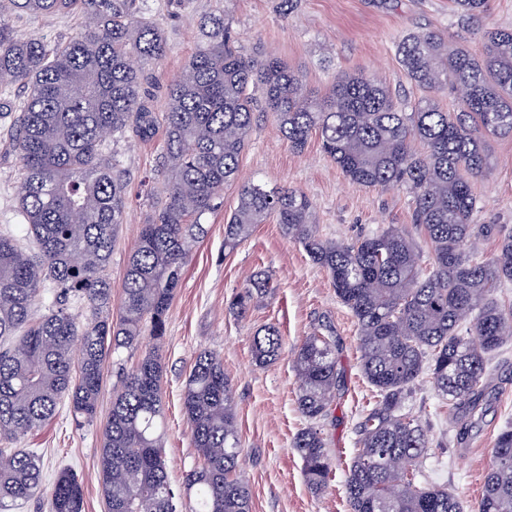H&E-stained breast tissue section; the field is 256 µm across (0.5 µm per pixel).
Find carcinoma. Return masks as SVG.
Segmentation results:
<instances>
[{
    "mask_svg": "<svg viewBox=\"0 0 512 512\" xmlns=\"http://www.w3.org/2000/svg\"><path fill=\"white\" fill-rule=\"evenodd\" d=\"M469 21L489 0H452ZM74 13L80 33L53 44L21 38L16 14ZM196 50L167 89V111L154 112L146 91L149 66L166 53L160 27L137 0H0V89L24 98L11 128L22 161L18 212L29 255L14 235L0 233V512L41 491L40 457L16 444L56 413L67 397L78 424L96 418L102 370L137 346L155 341L135 367L120 374L101 448L107 512H175L176 493L163 457V365L166 315L182 270L207 233L212 212L238 172L256 113L274 117L294 150L320 136L325 154L358 186H398L413 199L412 223L432 246L422 260L413 240L392 226L355 242L319 234L315 207L295 189L247 183L224 224V250L236 249L257 224L274 218L289 240L325 269L357 321L360 369L376 405L357 424L359 445L345 480L351 512H463L458 497L418 480L429 442L406 405L424 379L448 413L467 421L466 442L486 407L489 363L512 341V300L498 298L512 282V235L475 224L473 183L490 164L488 140L512 137V27L484 32V49L435 31L408 35L400 64L422 96L404 112L378 77L342 73L328 91L308 89L302 72L266 54L237 47L224 13L200 17ZM467 91L449 111L437 95ZM163 131L161 205L143 226L129 258L117 318L109 307L107 269L127 203L117 151L131 132L149 141ZM496 237V252L478 243ZM272 290L259 275L236 295L245 313ZM42 300L47 314L36 319ZM91 318L78 322L75 308ZM283 341L269 325L252 338L261 365L273 363ZM298 408L308 426L295 436L306 484L324 490L331 459L318 422L340 386L335 341L316 332L297 348ZM198 461L183 493L195 512H250L251 494L237 474L240 439L231 381L216 352L197 354L182 394ZM52 512H84V489L70 469L50 492ZM478 512H512V427L491 450Z\"/></svg>",
    "mask_w": 512,
    "mask_h": 512,
    "instance_id": "carcinoma-1",
    "label": "carcinoma"
}]
</instances>
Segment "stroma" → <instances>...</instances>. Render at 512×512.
I'll list each match as a JSON object with an SVG mask.
<instances>
[{"mask_svg":"<svg viewBox=\"0 0 512 512\" xmlns=\"http://www.w3.org/2000/svg\"><path fill=\"white\" fill-rule=\"evenodd\" d=\"M144 9L161 25L167 42L165 57L152 68L153 106L158 112L166 109L167 84L182 73L196 47L199 17L210 13H228L243 53L263 50L284 59L303 72L315 92H325L339 73H374L402 105L413 102L420 92L402 70L398 43L415 31L433 30L450 37L460 29L448 0H297L288 15L281 13L279 0H146ZM11 24L19 36L54 43L75 36L81 18L17 15ZM20 96L16 89L0 94V231L15 233L21 230V163L10 141V127ZM162 146L159 135L149 141L129 137L117 145L127 172L129 202L108 268L116 304L121 301L128 258L154 215L156 199L141 182L154 177ZM489 151L491 164L474 182L475 220L512 232V138L491 139ZM250 181L304 192L315 206L324 237L350 241L395 225L413 237L422 256L431 254L428 238L411 222L412 198L404 189L354 185L323 152L318 136H311L297 152L272 117H260L239 159L236 182L225 187L220 204L207 215V233L194 247L167 312L160 354L168 477L172 486H180L196 462L182 392L198 351L207 348L223 358L233 387L240 472L250 487L252 512H350L345 474L358 448L355 424L376 403L359 366L356 321L338 300L328 273L313 265L275 220L256 225L233 252H225V221L237 206L239 185ZM260 271L271 276V293L245 316H237L232 300ZM271 324L279 329L283 348L276 363L262 367L253 359L252 337ZM325 325L333 331L343 378L319 423L332 475L326 491L316 495L307 487L303 461L292 447L306 425L297 410L294 361L306 336ZM151 346V339L143 338L139 349L123 352L122 366L105 365L98 422L76 426L64 400L54 418L21 442L40 455L44 487L52 486L61 469L77 473L84 487L85 512H106L100 476L102 421L120 384L119 370L134 367ZM491 367L489 405L466 444H457V423L428 383L417 385L411 402V412L431 444L420 479L447 487L462 501L464 512H477L490 450L501 429L512 424V344L501 349Z\"/></svg>","mask_w":512,"mask_h":512,"instance_id":"35a3bbf8","label":"stroma"}]
</instances>
